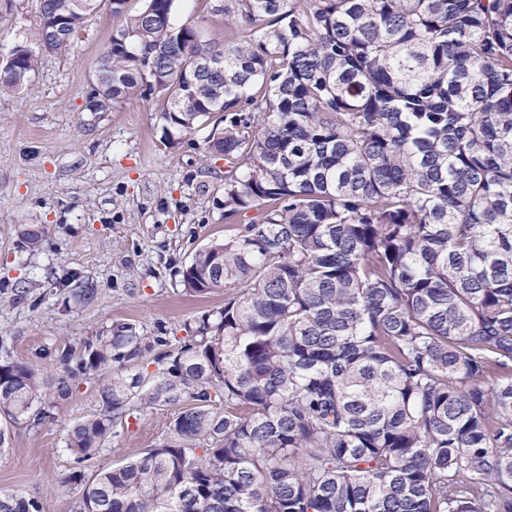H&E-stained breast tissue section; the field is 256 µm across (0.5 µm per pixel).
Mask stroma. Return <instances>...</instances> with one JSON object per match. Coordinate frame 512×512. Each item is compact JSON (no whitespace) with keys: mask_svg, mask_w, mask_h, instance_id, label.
Returning <instances> with one entry per match:
<instances>
[{"mask_svg":"<svg viewBox=\"0 0 512 512\" xmlns=\"http://www.w3.org/2000/svg\"><path fill=\"white\" fill-rule=\"evenodd\" d=\"M231 0H175V23L194 24L223 43ZM124 16L101 10L68 51L44 52L25 85L0 93V345L15 359L60 374L44 348H80L114 323L140 335L180 337L184 323L222 307L220 292L194 297L182 269L197 250L223 239L224 179L230 165L204 151L207 129L167 142L160 94L138 90L95 112L99 59ZM38 0H0V58L34 43ZM43 235L29 247L21 228ZM96 288L91 303L72 296L76 281ZM97 374L77 375L54 419L23 421L0 456V488L25 492L45 512H76L63 486L75 462L65 449L74 420L102 409ZM170 413L143 407L118 427L87 475L126 462L169 437Z\"/></svg>","mask_w":512,"mask_h":512,"instance_id":"stroma-1","label":"stroma"}]
</instances>
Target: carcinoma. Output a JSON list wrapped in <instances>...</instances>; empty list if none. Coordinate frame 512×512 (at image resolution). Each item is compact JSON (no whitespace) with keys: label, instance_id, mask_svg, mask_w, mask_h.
<instances>
[{"label":"carcinoma","instance_id":"cac0c4a2","mask_svg":"<svg viewBox=\"0 0 512 512\" xmlns=\"http://www.w3.org/2000/svg\"><path fill=\"white\" fill-rule=\"evenodd\" d=\"M234 2L216 46L144 0L96 102L157 80L169 138L224 113L232 229L182 270L224 307L174 345L117 323L61 376L1 356L0 417L118 364L66 433L77 512H512V0ZM126 3L39 0L0 90L70 48L58 16ZM143 405L178 407L170 439L86 476ZM0 512L41 506L0 488Z\"/></svg>","mask_w":512,"mask_h":512}]
</instances>
